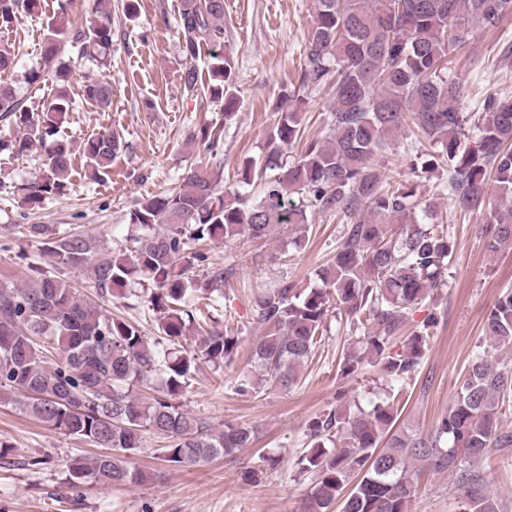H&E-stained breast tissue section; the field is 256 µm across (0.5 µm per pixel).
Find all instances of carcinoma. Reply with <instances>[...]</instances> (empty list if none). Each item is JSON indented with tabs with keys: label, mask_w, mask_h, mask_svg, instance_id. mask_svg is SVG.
I'll use <instances>...</instances> for the list:
<instances>
[{
	"label": "carcinoma",
	"mask_w": 512,
	"mask_h": 512,
	"mask_svg": "<svg viewBox=\"0 0 512 512\" xmlns=\"http://www.w3.org/2000/svg\"><path fill=\"white\" fill-rule=\"evenodd\" d=\"M70 4L58 0L45 28V67L26 75L29 84L51 75L57 89L48 104L29 110L15 87L0 81V116L25 128L21 139L0 151L21 154L35 142L45 151L41 173L24 187L23 202L31 208L69 193L74 151L85 159V175L98 181L125 148L113 133L90 136L77 149L55 139L73 107L71 67L61 45L79 44L84 56L103 65L112 54L111 18L97 10L74 26ZM38 6V0H0V32ZM509 16L512 0H315L297 83L274 104L279 118L262 156L242 161L235 189H222L208 169L191 170L180 187L129 210L124 245L116 252L88 234L53 236L43 224L28 225L45 259L88 271L102 299L148 290L164 339L150 342L136 324L81 299L58 275L39 270L22 286L0 281V399L48 428L110 449L71 459L68 488L147 481L150 474L127 460L146 431L173 439L164 461L182 466L251 447L254 428L227 423L215 432L180 404L198 359L219 370L238 352V337L204 328L205 317L193 308L198 299L223 296L232 276L209 266L201 250L208 240L277 236L299 249L312 213H331L346 224L332 261L316 272L319 284L298 290L285 282L254 298L252 315L265 327L253 349L257 377L239 379L235 392L256 393L267 383L284 390L297 385L333 307L367 330L362 345L345 352L342 377L377 367L388 383L401 386L415 376L437 314L416 324L402 350L391 346L430 292L446 285L455 244L436 222V204L420 203L405 185L391 187L375 157L395 138L424 137L438 152L421 172L446 167L456 209L464 215L489 211L484 235L490 251L512 241V98L486 97L470 135L459 108L460 87L448 75L453 51L473 32L494 30ZM176 24L185 60L210 47L207 93L224 102L225 117L232 116L237 99L234 62L224 54V0H181ZM325 88L333 92L330 121L291 159L304 96ZM83 97L108 109L112 83L91 80ZM198 134L217 155L222 131L206 125ZM484 335L489 345L474 353L448 411L427 434L396 427L397 409L386 400L367 409L336 408L312 420L309 449L297 461L312 476L300 512H332L337 504L340 512H411L424 470L454 476L462 512H500L478 464L492 449L512 447V433L499 428L498 401L512 390V367L492 354L512 345V289L489 310ZM189 336L199 340L198 349L184 347ZM155 376L161 391L141 396Z\"/></svg>",
	"instance_id": "cac0c4a2"
}]
</instances>
